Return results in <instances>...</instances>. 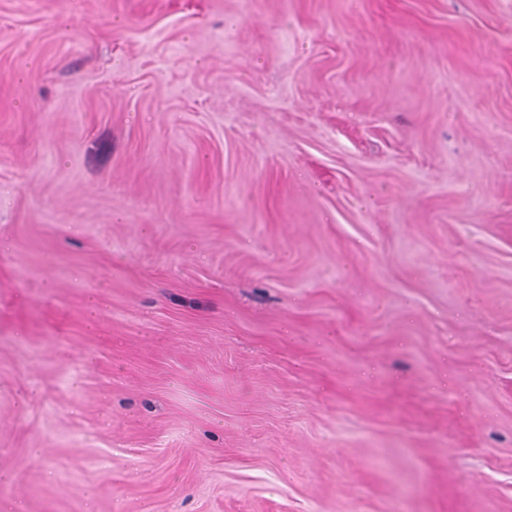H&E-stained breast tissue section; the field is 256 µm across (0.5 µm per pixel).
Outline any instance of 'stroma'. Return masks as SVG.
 I'll list each match as a JSON object with an SVG mask.
<instances>
[{
  "instance_id": "stroma-1",
  "label": "stroma",
  "mask_w": 512,
  "mask_h": 512,
  "mask_svg": "<svg viewBox=\"0 0 512 512\" xmlns=\"http://www.w3.org/2000/svg\"><path fill=\"white\" fill-rule=\"evenodd\" d=\"M0 512H512V0H0Z\"/></svg>"
}]
</instances>
